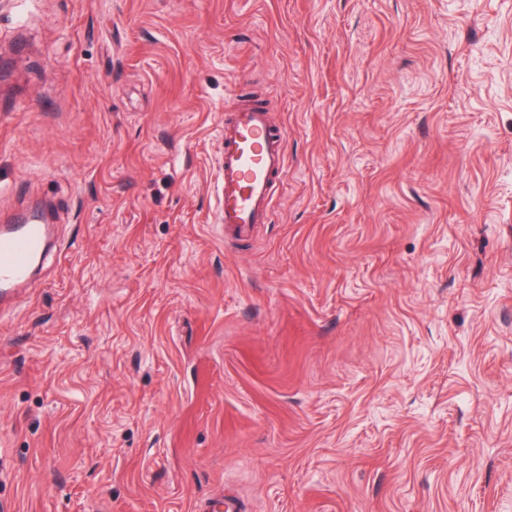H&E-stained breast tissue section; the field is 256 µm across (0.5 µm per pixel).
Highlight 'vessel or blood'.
<instances>
[{"instance_id": "vessel-or-blood-1", "label": "vessel or blood", "mask_w": 512, "mask_h": 512, "mask_svg": "<svg viewBox=\"0 0 512 512\" xmlns=\"http://www.w3.org/2000/svg\"><path fill=\"white\" fill-rule=\"evenodd\" d=\"M221 150L218 221L225 235L245 239L255 225L270 221L277 186L287 168L286 136L271 123L268 107L240 89L224 107ZM50 238V225L23 213L0 224V310L20 290L34 285Z\"/></svg>"}]
</instances>
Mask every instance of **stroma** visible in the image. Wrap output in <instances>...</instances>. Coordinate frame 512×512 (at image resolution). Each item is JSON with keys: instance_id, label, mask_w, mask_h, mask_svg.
I'll return each mask as SVG.
<instances>
[{"instance_id": "stroma-1", "label": "stroma", "mask_w": 512, "mask_h": 512, "mask_svg": "<svg viewBox=\"0 0 512 512\" xmlns=\"http://www.w3.org/2000/svg\"><path fill=\"white\" fill-rule=\"evenodd\" d=\"M245 84L287 134L217 222ZM9 512H512V0H0ZM269 112L242 88L224 107L218 215L224 237L245 239L256 224L270 222L277 186L287 168V148L285 133L271 123ZM0 224V314L20 290L35 283V271L47 258L51 226L35 217L16 214Z\"/></svg>"}]
</instances>
